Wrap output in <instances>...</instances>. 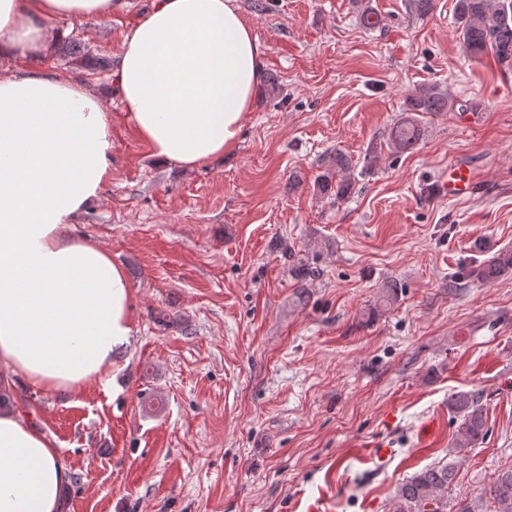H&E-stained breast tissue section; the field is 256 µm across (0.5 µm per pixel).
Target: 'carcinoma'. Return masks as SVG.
<instances>
[{
    "label": "carcinoma",
    "mask_w": 512,
    "mask_h": 512,
    "mask_svg": "<svg viewBox=\"0 0 512 512\" xmlns=\"http://www.w3.org/2000/svg\"><path fill=\"white\" fill-rule=\"evenodd\" d=\"M360 23L368 30L380 25L371 0H353ZM459 40L472 59L493 56L501 63L512 61V4L508 0H456L454 8ZM456 100L439 85L422 87L410 94L402 109L403 116L388 134V151L395 155L409 153L424 136L423 118L433 112H449ZM351 170L350 156L338 150L325 162L317 188L340 202L350 194L352 182L345 173ZM512 274V250L499 249L476 263L467 277L491 282ZM450 410L460 418L454 450L460 453L475 447L487 433V410L483 394L460 391L448 401ZM457 475L456 464L448 462L429 466L401 483L393 497L390 512H512V469L500 471L492 484L476 499H460L448 504V489Z\"/></svg>",
    "instance_id": "cac0c4a2"
}]
</instances>
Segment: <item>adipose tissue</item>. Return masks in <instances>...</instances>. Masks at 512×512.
<instances>
[{
    "label": "adipose tissue",
    "mask_w": 512,
    "mask_h": 512,
    "mask_svg": "<svg viewBox=\"0 0 512 512\" xmlns=\"http://www.w3.org/2000/svg\"><path fill=\"white\" fill-rule=\"evenodd\" d=\"M114 0H0V56L35 61L60 19H107ZM264 50L236 0H153L122 34L113 78L153 156L194 168L235 149ZM103 98L36 70L0 77V367L75 395L131 344L124 270L71 224L111 175ZM68 470L52 441L0 411V512H62Z\"/></svg>",
    "instance_id": "ef3b65f1"
}]
</instances>
